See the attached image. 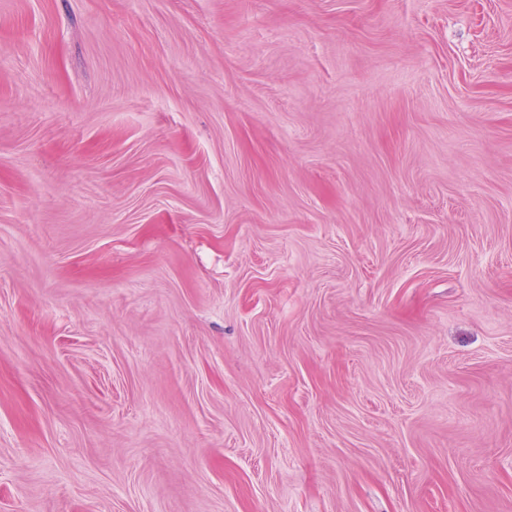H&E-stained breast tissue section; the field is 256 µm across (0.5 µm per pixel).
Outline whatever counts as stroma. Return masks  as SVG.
Instances as JSON below:
<instances>
[{
	"label": "stroma",
	"mask_w": 512,
	"mask_h": 512,
	"mask_svg": "<svg viewBox=\"0 0 512 512\" xmlns=\"http://www.w3.org/2000/svg\"><path fill=\"white\" fill-rule=\"evenodd\" d=\"M0 512H512V0H0Z\"/></svg>",
	"instance_id": "stroma-1"
}]
</instances>
